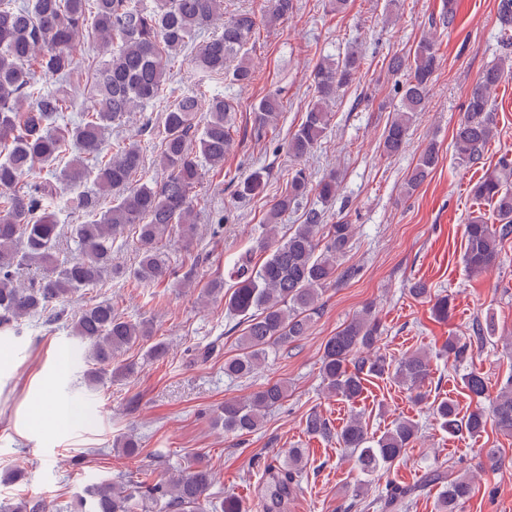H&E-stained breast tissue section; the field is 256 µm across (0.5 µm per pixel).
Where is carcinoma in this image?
<instances>
[{
	"instance_id": "1",
	"label": "carcinoma",
	"mask_w": 512,
	"mask_h": 512,
	"mask_svg": "<svg viewBox=\"0 0 512 512\" xmlns=\"http://www.w3.org/2000/svg\"><path fill=\"white\" fill-rule=\"evenodd\" d=\"M295 0H264L261 13L235 9L224 17V0H0V329L13 330L25 318L42 316L54 321L55 311L80 291L93 287L112 273V245L133 230L137 263L131 275L139 285L154 286L170 279L172 270L161 243L177 236L192 244L197 231L198 193L203 170L216 174L224 170V158L233 142V107L224 98L205 101L195 95H181L166 103L157 123L150 124V141H117L105 147L112 127L132 112L163 99L166 76L175 55L201 32L215 29L199 45L191 62L202 77L224 75L233 84L246 86L254 78L247 46L258 24L269 27L288 18ZM498 14L505 41L512 42V0H499ZM102 46H112L100 63L87 62L91 76V106L74 124L60 125L70 96L59 86L49 90L45 78L67 79L80 64L77 46L87 25ZM363 57L350 48L344 55L320 63L312 73L313 102L298 128L288 137L286 148L295 159L309 155L330 125V106L338 93L352 84ZM440 65L437 41L426 37L412 54L393 53L387 73L406 74L397 87L398 102L382 132L379 148L393 157L405 147L414 118L428 102L433 76ZM506 61L489 65L471 90L462 120L453 135L456 159L473 164L481 159L494 138L495 113L491 90L501 81ZM282 101L271 92L254 107L252 128L261 136L278 125ZM205 115L201 136L195 138L200 115ZM84 156L68 157L70 142ZM158 151L159 166L167 171L161 182L138 177L144 153ZM439 149L431 143L424 148L408 172L403 189L411 195L426 181L438 162ZM40 164L48 176L24 179ZM92 179L95 195L82 193L73 198L74 208L85 221L70 225V238L78 254L60 260L65 240L63 225L57 223L51 204L58 183L79 186ZM512 160L487 174L475 195L492 205L497 223L473 214L464 224V262L472 276L492 268L502 244L512 236ZM264 170L258 169L239 181L237 195L254 196L263 191ZM315 193L324 204L336 198L337 177L330 173L317 183L306 169L297 167L288 185L275 198L266 216L263 233L254 247L235 263L231 277L234 290L225 296L227 310L246 317L238 337L239 353L224 361V374L236 379L251 377L269 350L287 346L307 335L319 314L323 294L352 246L351 225L324 223V215L309 210L304 223L278 233L279 217L299 201ZM262 260H255V254ZM37 276L22 280L23 272ZM383 335L372 306L352 317L323 347L320 374L327 393L354 402L364 392L365 377L392 372L394 380L407 387L412 399L426 398L430 358L424 352L400 358L389 369L376 347ZM73 337L86 344L92 364L86 373L89 385L112 377L126 378L135 365L120 364L118 357L140 343L151 342L152 328L146 322L132 323L113 307L100 301L84 308L73 323ZM467 391L482 398L487 394L485 378L471 372L464 378ZM288 387L268 382L243 399L224 402L215 425L231 434H251L259 429L267 413L282 405ZM430 410L437 425L450 436H475L485 430L487 415L478 407L462 417L451 398L434 401ZM490 412L496 427L512 434V381L500 388ZM306 433L324 436L328 432L323 416L310 412ZM418 431L410 420H398L380 437L369 435L357 416L342 427L338 441L350 450L355 465L371 476L390 468L406 453ZM302 454L288 450V463L272 471L274 491L266 512H275L293 491L301 472ZM214 473L207 464L192 461L169 475L153 478V471L139 472L135 482L101 481L76 496L73 512H133L136 496L164 502L168 512H240L237 499L224 497L216 505L208 491ZM429 483L442 485L438 512H461L470 498L471 481L452 477L443 470L431 472ZM412 489L390 484L384 503L402 507Z\"/></svg>"
}]
</instances>
